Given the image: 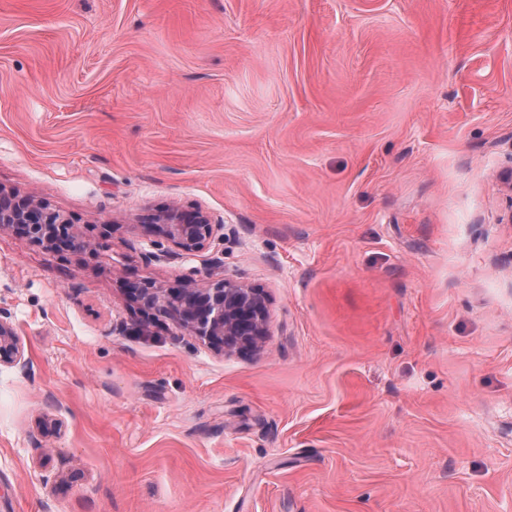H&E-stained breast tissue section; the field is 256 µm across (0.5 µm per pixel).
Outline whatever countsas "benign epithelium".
Returning <instances> with one entry per match:
<instances>
[{"instance_id":"7a95c632","label":"benign epithelium","mask_w":512,"mask_h":512,"mask_svg":"<svg viewBox=\"0 0 512 512\" xmlns=\"http://www.w3.org/2000/svg\"><path fill=\"white\" fill-rule=\"evenodd\" d=\"M23 228L35 241L64 251L74 243L73 226L34 194L17 197L0 189V231ZM222 224L200 212L171 208L144 225L145 234L166 241L175 255L205 250ZM144 309L155 319L175 321L189 334L223 352L258 350L267 334L268 309L257 288L237 280L200 284L188 277L177 288L141 283L133 288ZM25 364L13 326L0 319V364Z\"/></svg>"}]
</instances>
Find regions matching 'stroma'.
I'll return each mask as SVG.
<instances>
[{
    "label": "stroma",
    "mask_w": 512,
    "mask_h": 512,
    "mask_svg": "<svg viewBox=\"0 0 512 512\" xmlns=\"http://www.w3.org/2000/svg\"><path fill=\"white\" fill-rule=\"evenodd\" d=\"M0 187L93 244L0 233V512H512V0H0ZM143 228L147 236L166 241L175 255L202 252L224 229L223 225L212 224L209 217L200 211L186 213L178 208L156 215L152 224ZM132 290L154 319L173 320L225 353L259 350L267 334L265 297L231 278L202 285L188 277L177 288L141 283ZM20 339L13 326L0 319V364L25 365Z\"/></svg>",
    "instance_id": "1"
}]
</instances>
